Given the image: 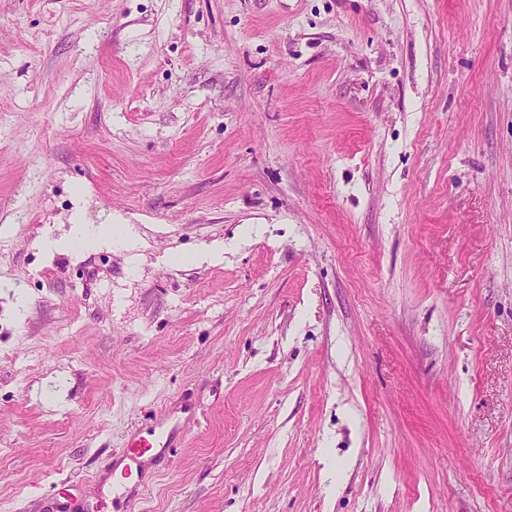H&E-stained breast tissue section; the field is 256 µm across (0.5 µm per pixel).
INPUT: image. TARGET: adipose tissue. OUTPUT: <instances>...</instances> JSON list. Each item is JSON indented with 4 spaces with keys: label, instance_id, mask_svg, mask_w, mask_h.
Listing matches in <instances>:
<instances>
[{
    "label": "adipose tissue",
    "instance_id": "ef3b65f1",
    "mask_svg": "<svg viewBox=\"0 0 512 512\" xmlns=\"http://www.w3.org/2000/svg\"><path fill=\"white\" fill-rule=\"evenodd\" d=\"M119 244L125 249L134 251L140 245V237L133 225L118 224L111 220L93 224L83 220L71 224L68 233L61 238L43 236L38 245L48 252L72 251L82 252Z\"/></svg>",
    "mask_w": 512,
    "mask_h": 512
}]
</instances>
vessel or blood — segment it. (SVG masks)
<instances>
[{"label": "vessel or blood", "instance_id": "obj_1", "mask_svg": "<svg viewBox=\"0 0 512 512\" xmlns=\"http://www.w3.org/2000/svg\"><path fill=\"white\" fill-rule=\"evenodd\" d=\"M178 432V425L163 419L150 435L145 436L138 431L128 434L122 455L109 463L116 476L112 492L108 495L95 494L89 503L91 512H118L119 508L130 506V483L142 482L149 462L166 453Z\"/></svg>", "mask_w": 512, "mask_h": 512}]
</instances>
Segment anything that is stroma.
<instances>
[{"label": "stroma", "mask_w": 512, "mask_h": 512, "mask_svg": "<svg viewBox=\"0 0 512 512\" xmlns=\"http://www.w3.org/2000/svg\"><path fill=\"white\" fill-rule=\"evenodd\" d=\"M165 417L133 512H512V0H0V512ZM121 244L125 249L135 251L140 245V237L131 224H112V215L99 224L77 220L71 224L69 232L62 238L45 234L38 241L39 247L48 252H82L100 248H111Z\"/></svg>", "instance_id": "obj_1"}]
</instances>
